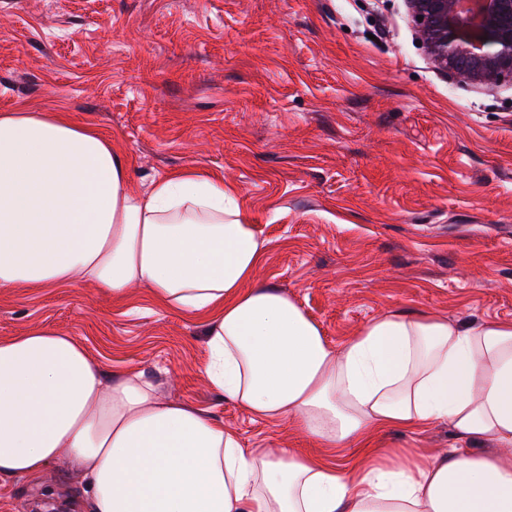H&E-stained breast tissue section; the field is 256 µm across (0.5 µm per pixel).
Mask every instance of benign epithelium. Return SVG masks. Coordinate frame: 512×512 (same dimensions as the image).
<instances>
[{
	"mask_svg": "<svg viewBox=\"0 0 512 512\" xmlns=\"http://www.w3.org/2000/svg\"><path fill=\"white\" fill-rule=\"evenodd\" d=\"M436 69L476 88L512 83V0H405Z\"/></svg>",
	"mask_w": 512,
	"mask_h": 512,
	"instance_id": "obj_1",
	"label": "benign epithelium"
}]
</instances>
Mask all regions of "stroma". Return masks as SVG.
I'll list each match as a JSON object with an SVG mask.
<instances>
[{
  "label": "stroma",
  "mask_w": 512,
  "mask_h": 512,
  "mask_svg": "<svg viewBox=\"0 0 512 512\" xmlns=\"http://www.w3.org/2000/svg\"><path fill=\"white\" fill-rule=\"evenodd\" d=\"M95 127L133 186L192 168L233 184L267 250L259 282L337 346L386 310L512 321V87L459 85L415 39L403 0H0V112ZM51 328L106 370L248 448H319L251 416L203 374V318L118 303L84 283L0 289V338ZM439 424L380 448L456 445ZM87 512L66 462L0 477V512Z\"/></svg>",
  "instance_id": "obj_1"
}]
</instances>
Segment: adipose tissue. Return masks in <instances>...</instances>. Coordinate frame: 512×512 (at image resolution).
Masks as SVG:
<instances>
[{
  "instance_id": "ef3b65f1",
  "label": "adipose tissue",
  "mask_w": 512,
  "mask_h": 512,
  "mask_svg": "<svg viewBox=\"0 0 512 512\" xmlns=\"http://www.w3.org/2000/svg\"><path fill=\"white\" fill-rule=\"evenodd\" d=\"M265 250L233 185L185 170L136 190L94 127L1 112L0 288H145L207 319L203 372L226 399L364 463L243 447L143 373L35 329L0 339V476L68 459L91 512H512V322L388 312L336 347L255 284ZM438 422L460 441L430 459L373 450L374 431Z\"/></svg>"
}]
</instances>
